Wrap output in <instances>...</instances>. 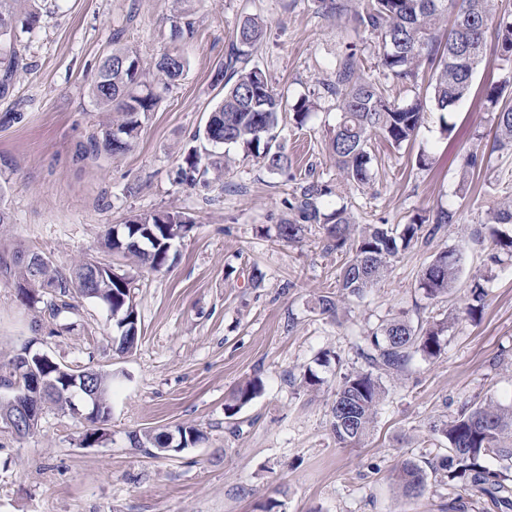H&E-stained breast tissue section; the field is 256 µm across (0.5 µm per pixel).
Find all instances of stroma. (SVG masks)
Here are the masks:
<instances>
[{
  "mask_svg": "<svg viewBox=\"0 0 512 512\" xmlns=\"http://www.w3.org/2000/svg\"><path fill=\"white\" fill-rule=\"evenodd\" d=\"M346 3L336 15L319 0H43L39 24L19 34L28 66L0 96V207L9 216L0 224V254L37 252L66 271L83 260L118 267L122 258L104 245L108 225L165 210L193 224L174 242L169 271L128 268L139 340L124 353L108 311L95 301L49 288L31 308L19 300L14 276L0 272V361L29 345L72 369L112 376L101 443L85 445L87 422L54 408L33 434L0 431V512H261L270 498L280 501L279 512H448L454 490L447 479H429L424 494L408 500L392 470L405 458L422 464L445 453L446 441L430 430L439 416L489 398L512 406V262H494L487 222L490 210L512 201V149H493L496 111L483 95L512 81V56L487 50L476 93L443 117L426 82L380 75V40L356 26V0ZM183 15L196 29L175 44L184 72L148 113L134 148L81 159L110 119L90 90L101 58L116 46L159 57L173 45L172 20ZM248 16L266 23L250 64L289 102L307 96L317 108L302 126L292 112L279 116L288 170L240 161L209 188L178 184L183 150L224 98L215 74ZM350 55L366 74L380 76L392 101H426L413 149L371 140L375 180L364 188L343 178L328 151L337 118L328 87ZM420 149L429 168L415 163ZM471 153L479 166L468 178ZM309 182L328 186L324 212L344 207L361 224L401 226L441 207L455 221L400 252L383 282L364 298L339 301L331 318L316 304L336 295L347 253L326 250L317 224L294 243L276 236L277 224L296 217L285 198ZM449 248L461 253L456 290L427 299L419 275ZM255 267L265 274L258 288L249 281ZM481 275L489 278L487 303L470 317L466 299ZM64 300L68 309L53 314ZM401 313L414 322L447 321L445 349L386 381L368 436L339 446L329 404L341 371L358 365L349 340ZM324 351L340 364L317 365ZM309 367L324 380L320 390L292 381ZM253 377L262 379L263 394L226 421L231 392ZM182 424L205 439L174 456L128 440L135 430Z\"/></svg>",
  "mask_w": 512,
  "mask_h": 512,
  "instance_id": "obj_1",
  "label": "stroma"
}]
</instances>
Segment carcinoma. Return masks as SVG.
Returning a JSON list of instances; mask_svg holds the SVG:
<instances>
[{
  "mask_svg": "<svg viewBox=\"0 0 512 512\" xmlns=\"http://www.w3.org/2000/svg\"><path fill=\"white\" fill-rule=\"evenodd\" d=\"M40 21L33 0H0V93L9 88L18 69L25 67L17 48L18 29L30 30ZM356 24L381 36L379 65L382 71L401 81H416L423 66L432 75L428 88L438 110L449 112L470 95L474 75L487 49L489 25H494L495 46L500 52L512 55V12L496 11L494 0H360L354 12ZM263 21L251 17L236 29L224 70L236 75L224 82V99L206 125L203 138L221 139L223 144L241 150L242 160L255 161L267 170L278 173L288 170L291 159L285 146L277 142L279 114L288 101L273 86L266 72L258 67L243 66L249 49L261 38ZM473 43L475 51L465 64L452 60L456 41ZM185 62L177 50L162 54L151 63L138 55L118 48L102 58L94 80L92 95L97 104L113 113L112 121L101 136L90 140L85 154L123 155L138 140L142 118L154 110L160 91L181 76ZM336 96L339 117L330 132L328 150L343 172L347 182L363 188L373 180V157L368 150L372 138L378 136L392 147L401 149L414 143L424 120V104L419 98L399 105L388 99L383 84L363 73L354 56H347L336 67L335 81L328 86ZM292 106L293 118L303 125L315 108V101L299 98ZM512 145V103L505 102L496 113V132L492 145L502 150ZM177 181L191 188L207 187L210 165L203 155L193 149L185 153L178 166ZM327 192L314 183L299 187L293 200H285L297 211L298 219L277 227L278 239L290 243L301 239L305 228L324 224L327 248H348L349 258L341 269L338 292L344 298H362L389 274L399 252L424 238V225L435 234L442 225L454 222V213L439 208L428 217L406 224L399 230L391 224H363L352 234L356 221L345 208L330 214L322 212L319 198ZM192 220L181 211H165L149 215H132L119 232L108 227L105 245L112 254L133 260L151 272L169 269L172 241L191 227ZM495 261H512V233L494 234ZM24 253L13 255L14 277L19 299L32 307L40 291L57 288L63 296L70 289L94 300L110 312L115 326L120 328L117 350L132 349L138 336L132 333L138 325V312L131 295V279L127 272L116 269V275L98 283L82 278L83 261L74 266L71 274L60 271L47 260L37 276L22 265ZM459 251H442L424 267L417 288L428 299L452 293L459 274ZM487 289L481 280L473 282L466 312L473 316L485 305ZM447 321L432 325H415L401 314L382 322L367 335L352 337V349L360 366L340 375L336 393L330 403V427L336 444L349 446L360 442L370 432L386 395L383 379L408 371L416 356L436 358L444 349ZM17 371L11 364L21 357L16 353L0 363V384L23 390L30 377L43 376L53 384L31 401L46 408L73 410L75 399L83 396L70 382L71 368L47 356L35 358ZM89 385L98 391L97 410L89 419L92 428L84 434L87 444L102 442L103 433L95 424L110 415L109 396L112 377L94 372ZM263 383L253 378L239 384L225 404V417L236 416L241 408L257 398ZM432 431L448 442V454L434 457L425 470L412 459H405L395 470V482L402 497L414 499L423 495L428 473L439 474L455 483L456 496L448 504L449 512H465L467 500L475 495L499 509L512 512V406L505 408L490 400L484 404L465 406L457 416L438 419ZM175 432L189 448L205 439V434L193 425H179ZM166 432L133 431L130 443L136 448L149 444L164 446ZM502 463L501 468L485 465L487 458Z\"/></svg>",
  "mask_w": 512,
  "mask_h": 512,
  "instance_id": "carcinoma-1",
  "label": "carcinoma"
}]
</instances>
